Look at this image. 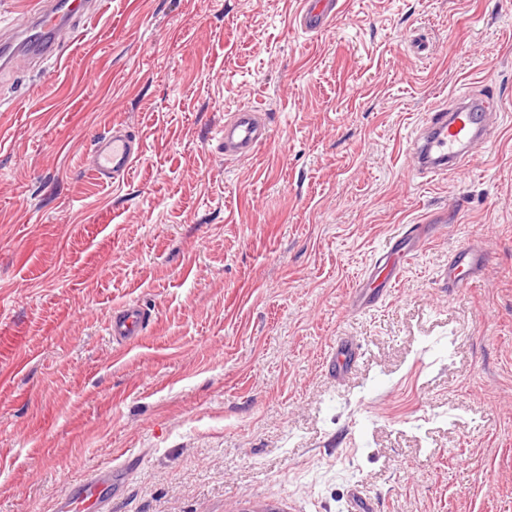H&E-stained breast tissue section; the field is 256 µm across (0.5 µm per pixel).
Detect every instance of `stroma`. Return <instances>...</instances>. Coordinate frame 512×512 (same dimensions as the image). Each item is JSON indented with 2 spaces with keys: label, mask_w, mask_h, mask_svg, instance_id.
Listing matches in <instances>:
<instances>
[{
  "label": "stroma",
  "mask_w": 512,
  "mask_h": 512,
  "mask_svg": "<svg viewBox=\"0 0 512 512\" xmlns=\"http://www.w3.org/2000/svg\"><path fill=\"white\" fill-rule=\"evenodd\" d=\"M295 12L107 0L0 72V512L106 466L112 512H512V0H346L317 34ZM464 85L497 134L415 174ZM244 107L270 137L228 160ZM116 123L145 153L107 184L84 158ZM415 224L399 282L354 306ZM469 243L488 265L445 287ZM125 303L149 321L115 346Z\"/></svg>",
  "instance_id": "stroma-1"
}]
</instances>
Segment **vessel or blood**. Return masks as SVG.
<instances>
[{
	"mask_svg": "<svg viewBox=\"0 0 512 512\" xmlns=\"http://www.w3.org/2000/svg\"><path fill=\"white\" fill-rule=\"evenodd\" d=\"M104 0H26L15 11L8 32L0 33V67L13 72L31 70L38 59L59 55L62 45L76 32V22L100 10ZM340 0H300L297 19L301 28L319 33L340 13ZM454 110H441L426 119L411 142L419 171L435 175L460 169L476 150L494 136L483 119L495 107L492 98L459 92ZM269 130L258 110L243 108L224 123V154L246 158L268 138ZM144 145L125 125H112L94 142L87 154L89 172L100 181L124 179L143 154ZM408 258L386 253L374 266V274L387 282L397 281ZM487 263L482 247L470 244L455 251L444 280L448 287L465 288ZM145 323L144 310L135 304L114 309L106 332L116 342L139 335ZM116 470L97 468L70 483L59 495L56 512H112V481Z\"/></svg>",
	"mask_w": 512,
	"mask_h": 512,
	"instance_id": "b4317fda",
	"label": "vessel or blood"
}]
</instances>
